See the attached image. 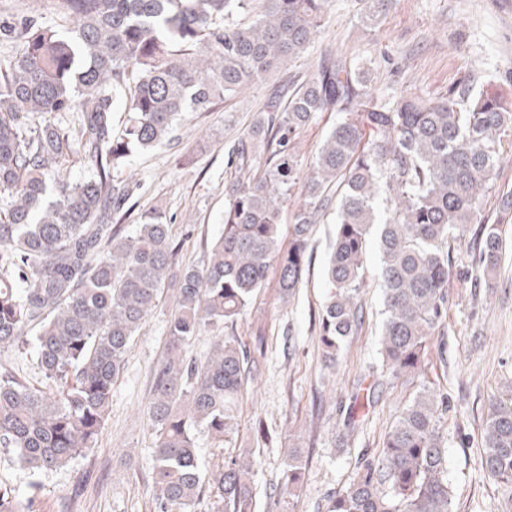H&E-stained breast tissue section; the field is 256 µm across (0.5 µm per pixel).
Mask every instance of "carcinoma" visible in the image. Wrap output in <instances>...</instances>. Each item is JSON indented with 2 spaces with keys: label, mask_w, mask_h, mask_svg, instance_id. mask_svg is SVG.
I'll list each match as a JSON object with an SVG mask.
<instances>
[{
  "label": "carcinoma",
  "mask_w": 512,
  "mask_h": 512,
  "mask_svg": "<svg viewBox=\"0 0 512 512\" xmlns=\"http://www.w3.org/2000/svg\"><path fill=\"white\" fill-rule=\"evenodd\" d=\"M372 27L392 0H361ZM328 0H57L56 19L26 11L0 20V349L29 346L53 392L0 371V447L33 476L65 467L94 447L134 336L173 291L166 354L153 374L148 406L156 438L154 512H192L204 497L216 512H258L254 458L233 448L210 470L197 435L226 444L235 409L265 343L233 325L275 269L279 299L301 287L314 226L336 212L325 269L329 298L319 315L326 361L357 333L371 228L383 284L379 353L395 378L419 376L429 336L448 318V243L470 224L474 270L495 284L503 256L499 224L483 199L512 151V93L474 88L434 98L389 96L370 72L331 49L310 78L267 97L244 139L228 154L238 177L224 186V229L202 267L177 261L162 213L133 233L121 224L130 189L112 171L134 152L177 138L178 117L206 112L307 52ZM252 14L242 25L237 16ZM128 118L114 132L117 95ZM338 115L306 175L294 151L300 129ZM75 155L90 174L65 175ZM384 193L387 218L375 200ZM299 203L283 244L282 207ZM219 330L208 358L185 348ZM448 395L421 382L378 454L332 494L327 512H453L443 420ZM482 465L512 500V383L491 400ZM301 449L290 448L278 495L301 487ZM33 481L0 489V512H41Z\"/></svg>",
  "instance_id": "cac0c4a2"
}]
</instances>
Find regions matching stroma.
Returning <instances> with one entry per match:
<instances>
[{
    "mask_svg": "<svg viewBox=\"0 0 512 512\" xmlns=\"http://www.w3.org/2000/svg\"><path fill=\"white\" fill-rule=\"evenodd\" d=\"M360 0H330L309 52L271 73L212 111L188 114L171 145L137 153L116 169L136 188L124 223L160 211L185 265H202L224 223V186L232 170L229 150L247 134L255 112L274 87L306 81L325 48L347 62L366 65L389 92L433 97L471 84L488 91L512 89V0H395L371 29L360 20ZM332 219L314 228L304 282L290 302L275 279L258 295L235 333L250 341L256 321L265 326L266 354L259 378L247 385L236 418L238 442L252 449L259 512H327L328 498L373 457L416 386L393 378L382 364L378 338L383 292L378 251L369 248L361 293L364 318L335 363H326L318 315L327 298L324 267L335 238ZM507 253L495 287L451 277L448 323L432 334L420 379L447 394L450 407L448 481L454 512H502L501 489L482 465L489 399L512 380V221L502 224ZM175 307L166 292L134 338L112 387L108 418L94 448L58 471L31 478L0 448V487L38 481L42 512H153L155 436L148 425L152 369L165 355L168 319ZM377 381L373 403L355 429L349 407L361 381ZM302 450L304 479L285 508L275 491L289 444Z\"/></svg>",
    "mask_w": 512,
    "mask_h": 512,
    "instance_id": "stroma-1",
    "label": "stroma"
}]
</instances>
